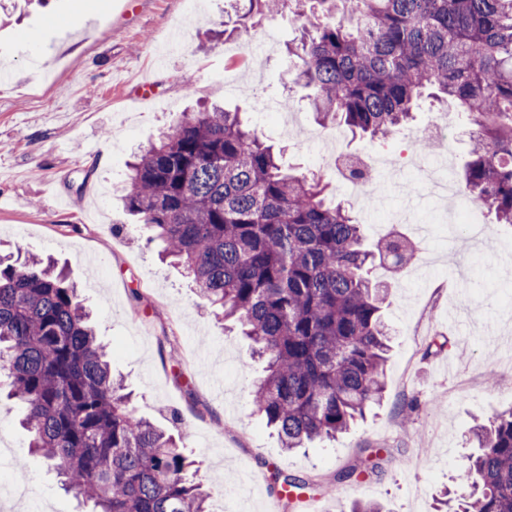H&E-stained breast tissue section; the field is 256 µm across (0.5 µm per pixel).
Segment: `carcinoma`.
I'll return each mask as SVG.
<instances>
[{
  "instance_id": "1",
  "label": "carcinoma",
  "mask_w": 512,
  "mask_h": 512,
  "mask_svg": "<svg viewBox=\"0 0 512 512\" xmlns=\"http://www.w3.org/2000/svg\"><path fill=\"white\" fill-rule=\"evenodd\" d=\"M289 1L301 29L288 51L318 121L382 139L425 100L457 104L478 128L465 189L512 224V0H233L242 22ZM350 174L371 191L374 171ZM326 189L217 105L180 113L126 178L141 232L265 361L252 401L287 451L336 438L382 398L386 292L368 270L414 250L400 237L365 248ZM0 378L30 447L91 512H207L194 462L137 415L77 287L37 255L0 257ZM474 437L481 454L460 476L473 498L459 512H512V410ZM307 486L285 476L280 492L291 502Z\"/></svg>"
}]
</instances>
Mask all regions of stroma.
Returning <instances> with one entry per match:
<instances>
[{
    "instance_id": "obj_1",
    "label": "stroma",
    "mask_w": 512,
    "mask_h": 512,
    "mask_svg": "<svg viewBox=\"0 0 512 512\" xmlns=\"http://www.w3.org/2000/svg\"><path fill=\"white\" fill-rule=\"evenodd\" d=\"M236 21L227 0H0V70L11 75L0 82V253L50 256L67 268L134 406L180 437L199 477L223 489L211 512H349L356 500L435 512L477 451L476 420L512 408V226L481 208L486 235L471 241L448 222L446 202L411 189L416 175L400 152L408 134L445 111L457 122L448 173L459 179L474 127L438 103L384 140L338 121L320 125L286 54L299 27L292 9L225 38ZM173 33L181 39L168 54ZM215 101L284 147L295 173L328 181L330 200L351 209L369 241L389 235L381 216L413 218L399 234L415 241V263L398 276L371 270L388 286L385 395L336 441L284 451L251 401L248 343L159 260L121 203L132 155L180 112ZM346 153L381 164L376 193L338 178L335 157ZM219 380L227 398L215 392ZM21 417L13 401H0V448L28 460L25 496L0 512H25L35 500L47 512H83L30 453ZM352 466L359 477L338 480ZM279 473L309 481L304 501L285 507Z\"/></svg>"
}]
</instances>
